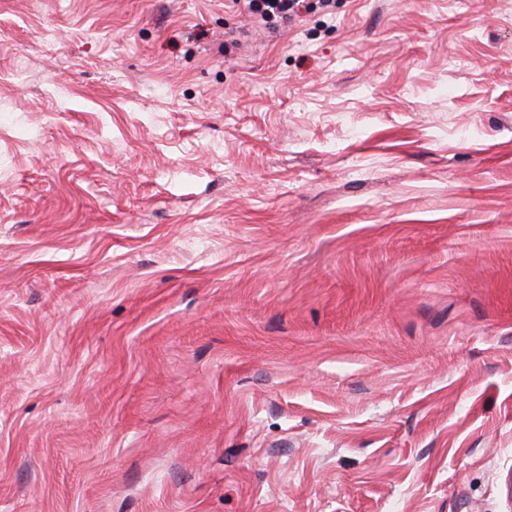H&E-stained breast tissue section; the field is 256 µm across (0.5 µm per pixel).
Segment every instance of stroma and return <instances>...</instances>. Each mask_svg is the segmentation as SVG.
I'll use <instances>...</instances> for the list:
<instances>
[{
    "mask_svg": "<svg viewBox=\"0 0 512 512\" xmlns=\"http://www.w3.org/2000/svg\"><path fill=\"white\" fill-rule=\"evenodd\" d=\"M0 512H512V0H0ZM235 4L243 2L248 14L257 23L273 25L279 21H288L302 12L314 10L313 0H233Z\"/></svg>",
    "mask_w": 512,
    "mask_h": 512,
    "instance_id": "stroma-1",
    "label": "stroma"
}]
</instances>
